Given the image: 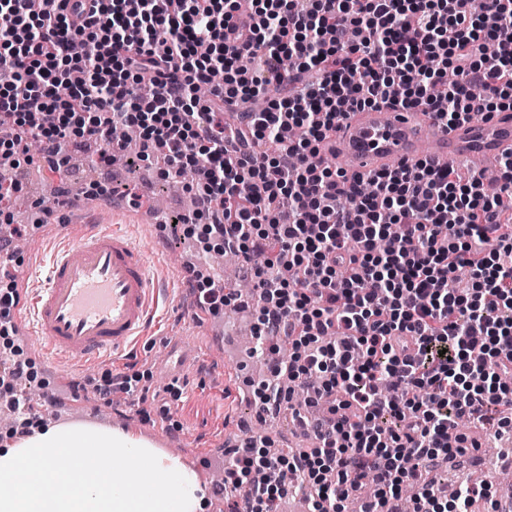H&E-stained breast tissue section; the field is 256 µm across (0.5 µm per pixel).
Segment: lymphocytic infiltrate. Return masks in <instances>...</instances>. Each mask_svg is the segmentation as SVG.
<instances>
[{
  "label": "lymphocytic infiltrate",
  "mask_w": 512,
  "mask_h": 512,
  "mask_svg": "<svg viewBox=\"0 0 512 512\" xmlns=\"http://www.w3.org/2000/svg\"><path fill=\"white\" fill-rule=\"evenodd\" d=\"M0 70L15 75L0 85L15 129L1 157L28 162L32 137L62 167L94 141L105 165L113 125L131 126L168 175L193 171L187 222L205 245L255 259L252 329L272 359L255 401L290 407L313 380L326 408L302 425L308 447L226 449L224 487L247 488L250 512L300 492L310 512H381L414 483L416 512L489 496L442 497L422 474L460 453L461 419L512 427V153L491 186L425 160L349 181L318 156L359 108L423 107L450 128L491 116L489 92L512 111V0H0ZM285 79L295 90L267 97ZM228 103L242 109L230 129Z\"/></svg>",
  "instance_id": "lymphocytic-infiltrate-1"
}]
</instances>
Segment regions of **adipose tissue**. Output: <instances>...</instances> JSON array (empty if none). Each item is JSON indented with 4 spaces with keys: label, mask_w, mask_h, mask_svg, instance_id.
Instances as JSON below:
<instances>
[{
    "label": "adipose tissue",
    "mask_w": 512,
    "mask_h": 512,
    "mask_svg": "<svg viewBox=\"0 0 512 512\" xmlns=\"http://www.w3.org/2000/svg\"><path fill=\"white\" fill-rule=\"evenodd\" d=\"M77 482L52 486L60 461ZM32 469V482H17ZM205 490L195 471L148 438L88 421L52 424L0 449V512H201Z\"/></svg>",
    "instance_id": "ef3b65f1"
}]
</instances>
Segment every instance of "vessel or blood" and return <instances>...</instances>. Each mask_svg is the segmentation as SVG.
I'll use <instances>...</instances> for the list:
<instances>
[{
    "instance_id": "b4317fda",
    "label": "vessel or blood",
    "mask_w": 512,
    "mask_h": 512,
    "mask_svg": "<svg viewBox=\"0 0 512 512\" xmlns=\"http://www.w3.org/2000/svg\"><path fill=\"white\" fill-rule=\"evenodd\" d=\"M337 166L364 176L400 162L468 160L497 167L512 151V113L471 119L448 130L431 114L381 107L354 112L330 139ZM26 271L42 276L16 312L15 324L40 344L47 364H123L136 353L168 302L148 253L113 224L73 227L49 259L31 258ZM189 352L171 340L158 362L164 371Z\"/></svg>"
}]
</instances>
